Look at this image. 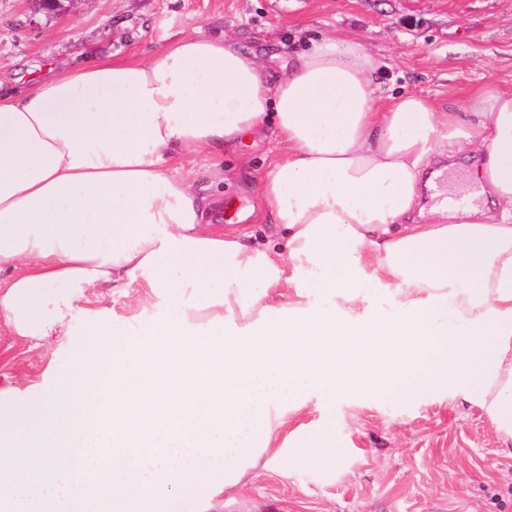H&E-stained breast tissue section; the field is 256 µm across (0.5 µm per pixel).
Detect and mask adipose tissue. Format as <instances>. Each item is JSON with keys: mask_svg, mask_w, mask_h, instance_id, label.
<instances>
[{"mask_svg": "<svg viewBox=\"0 0 512 512\" xmlns=\"http://www.w3.org/2000/svg\"><path fill=\"white\" fill-rule=\"evenodd\" d=\"M384 66L327 32L271 84L234 36L190 33L0 82V321L38 346L85 323L48 394L0 401V512L233 487L291 438L299 379L325 399L447 391L512 441V91L490 81L444 112L385 93ZM268 128L277 235L257 242L176 165ZM465 151L479 203L423 205L425 173ZM370 281L396 287L391 310ZM32 454L42 469L21 467Z\"/></svg>", "mask_w": 512, "mask_h": 512, "instance_id": "obj_1", "label": "adipose tissue"}]
</instances>
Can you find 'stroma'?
Listing matches in <instances>:
<instances>
[{"mask_svg":"<svg viewBox=\"0 0 512 512\" xmlns=\"http://www.w3.org/2000/svg\"><path fill=\"white\" fill-rule=\"evenodd\" d=\"M339 30L389 66L383 86L420 93L438 107L494 79L512 89V0H80L60 17L29 0H0V80L28 86L50 68L111 55L149 58L193 31L232 34L268 76L301 38ZM277 151L273 135L250 137L223 162L185 156L201 193L255 206L252 230L269 229L258 185ZM0 391L16 404L42 396L69 370L67 345H34L0 327ZM307 432H335L332 468L295 457L252 473L215 497L173 490L147 512H512V445L467 401L429 392L415 399L338 398L299 412Z\"/></svg>","mask_w":512,"mask_h":512,"instance_id":"obj_1","label":"stroma"}]
</instances>
